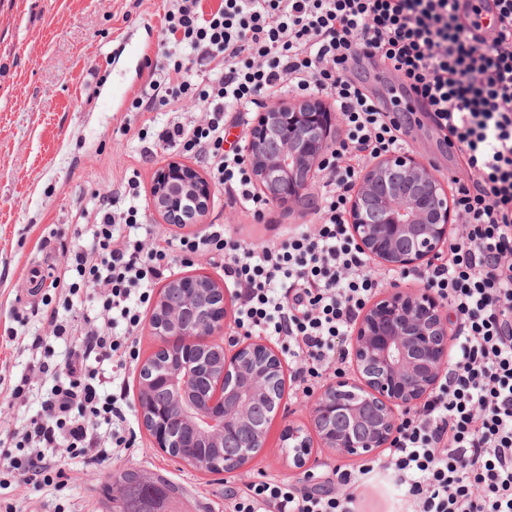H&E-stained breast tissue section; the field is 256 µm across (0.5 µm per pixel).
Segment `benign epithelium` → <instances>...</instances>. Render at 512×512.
Here are the masks:
<instances>
[{
  "mask_svg": "<svg viewBox=\"0 0 512 512\" xmlns=\"http://www.w3.org/2000/svg\"><path fill=\"white\" fill-rule=\"evenodd\" d=\"M337 113L319 102L274 101L258 113L242 146L260 190L275 204L299 205L331 146ZM349 206L350 232L374 272L421 270L459 237L448 191L437 170L406 152L380 157L358 175ZM152 205L167 224L186 214L197 226L213 188L194 168L173 160L153 179ZM227 288L208 276L169 280L149 323L179 365L139 372L138 412L172 460L207 469L195 452L235 449L216 465L243 468L267 447L284 394V362L261 338L224 335L231 314ZM351 372L330 378L307 401L311 428L284 426L281 447L306 472L313 441L340 455L390 448L405 414L429 400L451 365L453 329L442 303L424 289L387 281L347 336Z\"/></svg>",
  "mask_w": 512,
  "mask_h": 512,
  "instance_id": "1",
  "label": "benign epithelium"
}]
</instances>
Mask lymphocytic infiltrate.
<instances>
[{"label": "lymphocytic infiltrate", "mask_w": 512, "mask_h": 512, "mask_svg": "<svg viewBox=\"0 0 512 512\" xmlns=\"http://www.w3.org/2000/svg\"><path fill=\"white\" fill-rule=\"evenodd\" d=\"M368 61L400 78L470 172L451 186L465 235L413 275L455 314L454 359L377 465L402 491L406 512H512V0H167L156 60L132 107L161 112L192 89L203 108L195 120L152 131L144 154L193 153L228 204L261 222L270 202L242 150H225V126L248 125L273 99L326 96L344 128L309 202L317 226L258 250L220 224L147 243L124 232L144 220L137 176L94 196L77 210L82 231L54 272L60 295L43 303L51 335H29L26 345L50 392L39 413L7 433L1 473L43 489L57 485L68 460L95 467L132 449L121 374L175 249L187 260L224 259L225 277L241 288L237 335L280 341L302 382L338 370L341 337L381 286L350 236V192L361 166L402 150L411 132L354 79ZM90 284L95 298L75 308ZM52 338L71 344L55 367L43 359ZM358 482L341 469L306 474L298 485L252 481L229 491L224 509L356 512Z\"/></svg>", "instance_id": "f902f5d3"}]
</instances>
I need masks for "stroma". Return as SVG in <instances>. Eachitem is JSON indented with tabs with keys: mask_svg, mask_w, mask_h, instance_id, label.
<instances>
[{
	"mask_svg": "<svg viewBox=\"0 0 512 512\" xmlns=\"http://www.w3.org/2000/svg\"><path fill=\"white\" fill-rule=\"evenodd\" d=\"M164 0H0V377L18 379L30 361L20 342L9 341L13 313L28 316L30 330L41 327L36 315L49 284L37 297L20 302L30 266L61 264L62 246L76 230L75 211L95 194L120 187L138 174L141 202H150L155 172L174 154L141 155L138 133L147 115L131 111L134 94L153 57ZM410 154L434 166L443 179L465 177L460 154L449 152L444 135L424 113L412 117ZM152 234L177 235L154 210L146 212ZM309 210L271 205L265 223H253L213 195L204 223L222 224L243 245L259 248L287 240ZM283 420L269 432L268 446L243 469L211 474L180 465L156 448L138 416L132 455L89 467L70 460L63 484L36 490L22 484L0 485V506L15 512H106V488L126 469L164 477L181 491L176 512H224V495L241 490L258 476L291 483L302 476L288 464L280 446ZM361 512H402L403 503L389 481L371 474L362 490Z\"/></svg>",
	"mask_w": 512,
	"mask_h": 512,
	"instance_id": "stroma-1",
	"label": "stroma"
}]
</instances>
